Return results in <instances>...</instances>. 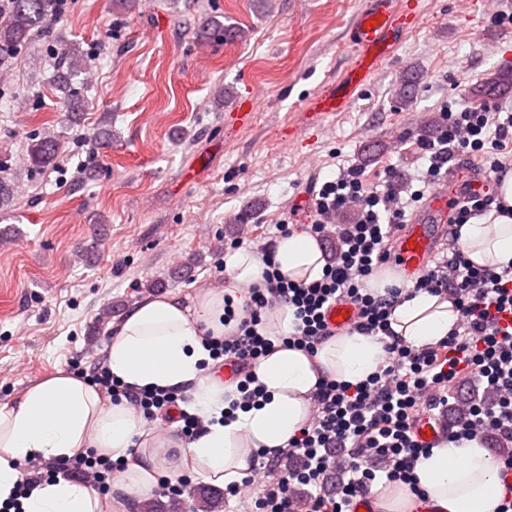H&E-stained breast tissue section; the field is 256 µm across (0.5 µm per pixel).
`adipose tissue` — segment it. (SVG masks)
<instances>
[{
    "instance_id": "obj_1",
    "label": "adipose tissue",
    "mask_w": 512,
    "mask_h": 512,
    "mask_svg": "<svg viewBox=\"0 0 512 512\" xmlns=\"http://www.w3.org/2000/svg\"><path fill=\"white\" fill-rule=\"evenodd\" d=\"M497 194L499 208L460 229L458 244L478 266L512 261V176L503 178ZM272 251L288 280L307 284L321 278L325 260L312 234L278 237ZM265 270L259 251L239 248L225 257L222 287L191 297L144 298L109 328L104 362L115 379L133 391L155 386L193 393L188 410L201 419L202 428L170 465L158 455L165 440L149 435L141 413L127 402H110L87 379L61 370L0 405V507L15 497L21 468L29 460L60 463L86 449L126 466L108 494L59 477L20 498L21 512H134L166 472H189L222 486L238 482L250 471L254 453L271 457L287 448L307 419L320 379L354 385L382 368L383 345L370 335L329 337L312 355L278 344L251 368L264 398L239 407L235 385L208 377L213 361L203 339L224 335L225 299L242 303V289L264 287ZM390 322L395 336L422 349L447 337L458 311L452 299L411 292L393 308ZM414 473L447 512H496L504 496L497 462L477 438L442 442L420 457Z\"/></svg>"
}]
</instances>
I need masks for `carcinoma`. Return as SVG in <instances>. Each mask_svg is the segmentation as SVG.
<instances>
[{"label": "carcinoma", "mask_w": 512, "mask_h": 512, "mask_svg": "<svg viewBox=\"0 0 512 512\" xmlns=\"http://www.w3.org/2000/svg\"><path fill=\"white\" fill-rule=\"evenodd\" d=\"M58 0H4L0 3V69L9 67L18 53L43 30L48 18L56 11ZM57 74L54 83L63 93L66 119L77 120L73 112L81 91L71 84V77L87 69V63L75 44H67L56 59ZM60 153L59 138L44 135L33 140L28 157L32 167L42 169L52 165Z\"/></svg>", "instance_id": "cac0c4a2"}]
</instances>
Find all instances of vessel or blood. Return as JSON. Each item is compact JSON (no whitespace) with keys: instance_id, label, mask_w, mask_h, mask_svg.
Here are the masks:
<instances>
[{"instance_id":"b4317fda","label":"vessel or blood","mask_w":512,"mask_h":512,"mask_svg":"<svg viewBox=\"0 0 512 512\" xmlns=\"http://www.w3.org/2000/svg\"><path fill=\"white\" fill-rule=\"evenodd\" d=\"M374 3V8L361 18L354 32L362 52L355 59L344 85L318 99L321 111H342L352 91L363 85L375 65L388 55L394 37L415 27L418 21L411 11L397 8L393 0H374ZM461 197V189L444 185L434 187L427 195L422 215L398 231L395 256L405 277L412 279L426 270L438 249L452 207ZM356 317V307L343 300L332 304L325 314L327 324L335 329L347 328Z\"/></svg>"}]
</instances>
